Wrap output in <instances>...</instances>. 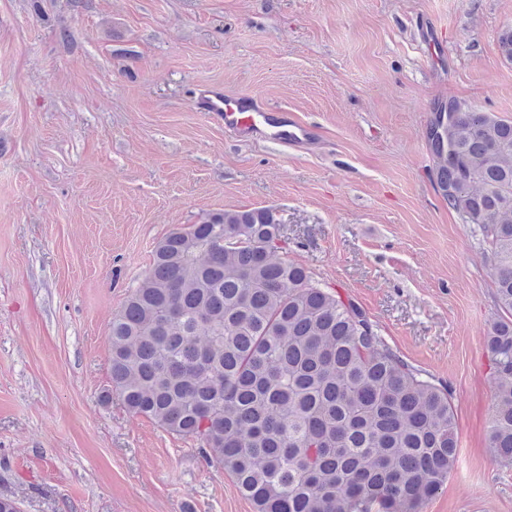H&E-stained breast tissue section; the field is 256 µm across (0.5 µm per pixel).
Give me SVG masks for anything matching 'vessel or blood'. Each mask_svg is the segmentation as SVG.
Here are the masks:
<instances>
[{
    "label": "vessel or blood",
    "mask_w": 512,
    "mask_h": 512,
    "mask_svg": "<svg viewBox=\"0 0 512 512\" xmlns=\"http://www.w3.org/2000/svg\"><path fill=\"white\" fill-rule=\"evenodd\" d=\"M193 108L210 120L223 124L238 142L265 138L293 149L314 144L313 127L297 113L271 108L259 97L244 93L227 95L218 85H202L193 97Z\"/></svg>",
    "instance_id": "b4317fda"
}]
</instances>
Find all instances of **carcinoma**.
<instances>
[{
    "label": "carcinoma",
    "instance_id": "obj_1",
    "mask_svg": "<svg viewBox=\"0 0 512 512\" xmlns=\"http://www.w3.org/2000/svg\"><path fill=\"white\" fill-rule=\"evenodd\" d=\"M454 158L434 141L442 112ZM428 144L448 209L490 252L504 317L489 447L512 467V121L455 102ZM268 208L169 232L110 327L127 409L200 442L255 512H421L458 458L448 387L405 362L365 311L307 269Z\"/></svg>",
    "mask_w": 512,
    "mask_h": 512
}]
</instances>
